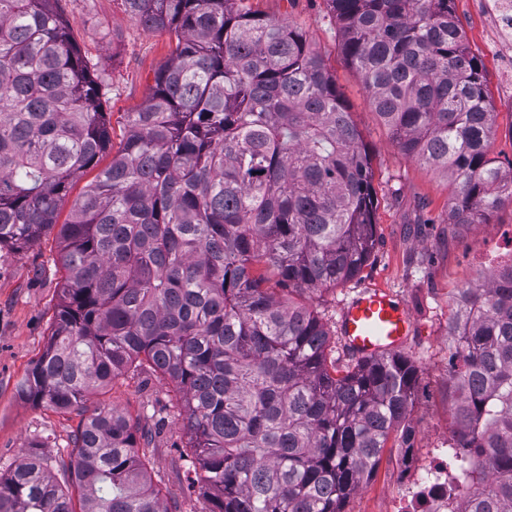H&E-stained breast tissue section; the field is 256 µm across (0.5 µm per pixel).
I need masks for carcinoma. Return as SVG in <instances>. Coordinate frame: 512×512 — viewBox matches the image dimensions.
<instances>
[{"label": "carcinoma", "mask_w": 512, "mask_h": 512, "mask_svg": "<svg viewBox=\"0 0 512 512\" xmlns=\"http://www.w3.org/2000/svg\"><path fill=\"white\" fill-rule=\"evenodd\" d=\"M57 0H0V248L56 232L65 270L42 355L19 381L66 411L130 372L185 410L205 512H343L404 425L417 368L401 352L339 369L309 292L356 277L376 245L370 159L305 32L236 0H123L176 44L112 147L105 78ZM347 62L401 150L455 185L448 224L512 207L488 158L495 113L453 0H327ZM455 440L483 458L457 512H512V263L462 288L448 320ZM130 419L98 408L68 470L80 510L29 453L0 512H170Z\"/></svg>", "instance_id": "carcinoma-1"}]
</instances>
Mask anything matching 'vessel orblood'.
Masks as SVG:
<instances>
[{"label":"vessel or blood","instance_id":"obj_1","mask_svg":"<svg viewBox=\"0 0 512 512\" xmlns=\"http://www.w3.org/2000/svg\"><path fill=\"white\" fill-rule=\"evenodd\" d=\"M412 330L406 309L381 289L362 290L344 305L339 317L346 348L360 358L398 350Z\"/></svg>","mask_w":512,"mask_h":512}]
</instances>
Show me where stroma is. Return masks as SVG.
Wrapping results in <instances>:
<instances>
[{"instance_id":"1","label":"stroma","mask_w":512,"mask_h":512,"mask_svg":"<svg viewBox=\"0 0 512 512\" xmlns=\"http://www.w3.org/2000/svg\"><path fill=\"white\" fill-rule=\"evenodd\" d=\"M236 6L305 31L325 57L370 155L375 251L354 279L311 294L309 302L334 329L347 301L363 288H381L413 318L414 330L403 348L419 369L406 419L411 446L402 448L400 439L391 437L373 477L343 505L344 512H390L407 464H423L431 449L452 436L448 319L459 289L485 284L493 263L512 260V208H502L480 224L449 227L452 185L443 173L410 159L393 143L368 105L359 73L342 53L326 0H237ZM57 9L82 53L98 62L108 78L103 108L112 144L120 146L128 113L142 108L175 39L131 19L122 0H58ZM453 10L471 54L482 62L484 87L496 114L489 156L497 164H512V108L505 104L512 97V80L505 77L488 20L473 0H454ZM63 276L55 236L23 250L0 249V473L19 463L32 446L43 444L60 484L71 487L67 466L74 437L82 421L106 405L147 433L149 476L164 498L178 503L180 512H202L205 503L189 489L179 454L187 437L182 416L168 407L174 392L167 381L146 371L129 374L68 411L19 398L18 382L47 345Z\"/></svg>"}]
</instances>
